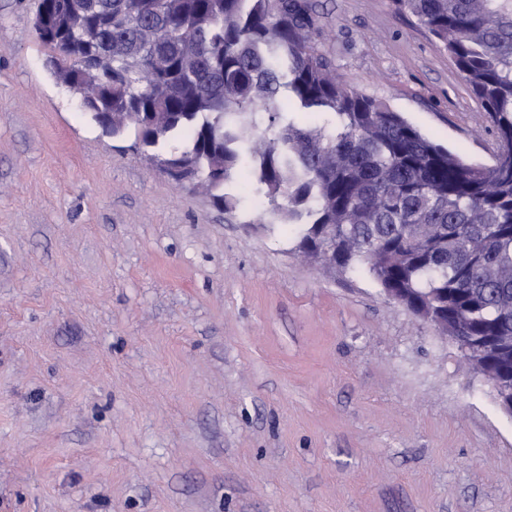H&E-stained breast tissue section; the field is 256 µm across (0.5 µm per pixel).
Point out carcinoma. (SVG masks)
I'll list each match as a JSON object with an SVG mask.
<instances>
[{
  "label": "carcinoma",
  "instance_id": "cac0c4a2",
  "mask_svg": "<svg viewBox=\"0 0 512 512\" xmlns=\"http://www.w3.org/2000/svg\"><path fill=\"white\" fill-rule=\"evenodd\" d=\"M444 45L498 134L490 166L465 162L348 86L312 40L308 0H39L34 28L57 82L225 212L248 167L267 207L253 224L297 230L300 256L336 243L401 303L440 305L475 371L512 375V0H396ZM321 122L296 123L280 98Z\"/></svg>",
  "mask_w": 512,
  "mask_h": 512
}]
</instances>
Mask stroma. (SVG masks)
<instances>
[{"label":"stroma","mask_w":512,"mask_h":512,"mask_svg":"<svg viewBox=\"0 0 512 512\" xmlns=\"http://www.w3.org/2000/svg\"><path fill=\"white\" fill-rule=\"evenodd\" d=\"M337 74L466 162L496 138L394 0H312ZM0 0V512H512V417L364 270L317 269L105 134Z\"/></svg>","instance_id":"obj_1"}]
</instances>
